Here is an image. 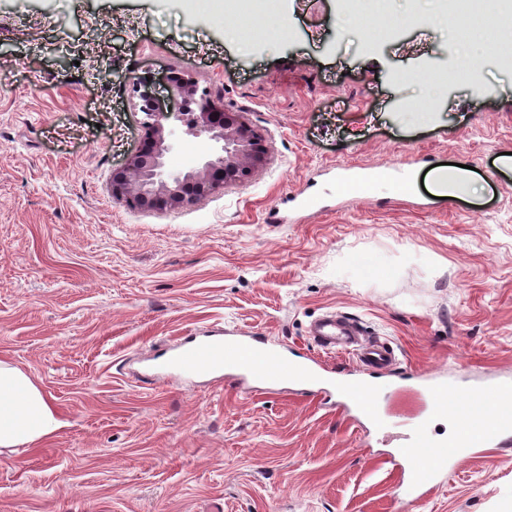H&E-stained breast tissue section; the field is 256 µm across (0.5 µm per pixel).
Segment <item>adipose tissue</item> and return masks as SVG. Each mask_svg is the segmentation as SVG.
<instances>
[{
  "mask_svg": "<svg viewBox=\"0 0 512 512\" xmlns=\"http://www.w3.org/2000/svg\"><path fill=\"white\" fill-rule=\"evenodd\" d=\"M56 409L30 377L0 362V447L15 448L55 434Z\"/></svg>",
  "mask_w": 512,
  "mask_h": 512,
  "instance_id": "obj_1",
  "label": "adipose tissue"
}]
</instances>
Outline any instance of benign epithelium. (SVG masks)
I'll list each match as a JSON object with an SVG mask.
<instances>
[{
  "mask_svg": "<svg viewBox=\"0 0 512 512\" xmlns=\"http://www.w3.org/2000/svg\"><path fill=\"white\" fill-rule=\"evenodd\" d=\"M128 80L146 134L125 164L112 171V195L130 207L165 211L192 206L219 188L247 181L266 164L270 152L266 140L241 113L212 98L198 77L172 69L160 79L148 71L134 73ZM161 80L169 93L166 104L156 95ZM174 120L214 142L216 148L179 169L169 168L167 157L175 148Z\"/></svg>",
  "mask_w": 512,
  "mask_h": 512,
  "instance_id": "7a95c632",
  "label": "benign epithelium"
}]
</instances>
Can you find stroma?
<instances>
[{
  "mask_svg": "<svg viewBox=\"0 0 512 512\" xmlns=\"http://www.w3.org/2000/svg\"><path fill=\"white\" fill-rule=\"evenodd\" d=\"M431 0L341 25L338 0H280L253 23L174 0H0V361L63 422L0 448V512H512V447L465 460L427 500L393 496L387 443L340 412L233 381H142L144 358L217 327L308 350L335 309L399 352L409 379L512 370V17L440 27ZM404 21L403 33L385 29ZM494 27L499 55L458 40ZM478 56L469 85L428 89L439 57ZM195 74L265 138L246 183L164 212L112 196L144 131L130 72ZM415 157L469 166L474 190L422 208L341 195L327 170ZM313 186L329 204L271 222Z\"/></svg>",
  "mask_w": 512,
  "mask_h": 512,
  "instance_id": "35a3bbf8",
  "label": "stroma"
}]
</instances>
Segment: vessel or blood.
<instances>
[{"label": "vessel or blood", "mask_w": 512, "mask_h": 512, "mask_svg": "<svg viewBox=\"0 0 512 512\" xmlns=\"http://www.w3.org/2000/svg\"><path fill=\"white\" fill-rule=\"evenodd\" d=\"M309 337L317 349L351 357L355 368L331 372L317 358L272 346L261 334L218 329L172 346L154 369L174 370L184 379L226 372L238 381L312 398L319 406L341 411L371 432L402 427V442L390 450L387 462L401 473L394 494L405 499L428 498L447 481L460 459L474 458L484 448L512 446V426L507 423L512 416L511 374L474 377L465 388L456 377L418 376L415 389L424 400V408L417 415L402 418L385 405L386 399L401 388L396 373L399 354L391 342L372 335L362 322L336 310L312 321ZM451 393L459 401H470L471 410L465 424L449 437L446 451L437 453L429 421L444 408ZM489 400L499 407V418L486 416L484 407Z\"/></svg>", "instance_id": "1"}]
</instances>
